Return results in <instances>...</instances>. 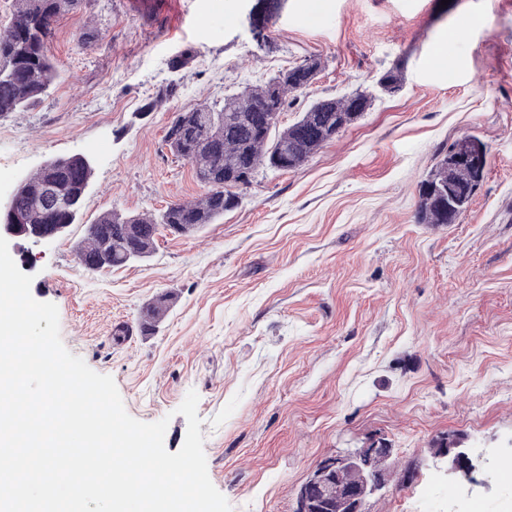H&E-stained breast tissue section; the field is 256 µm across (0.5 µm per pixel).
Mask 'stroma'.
<instances>
[{"label":"stroma","mask_w":512,"mask_h":512,"mask_svg":"<svg viewBox=\"0 0 512 512\" xmlns=\"http://www.w3.org/2000/svg\"><path fill=\"white\" fill-rule=\"evenodd\" d=\"M99 34L90 48L81 32ZM458 31L456 41L448 34ZM58 74L0 119V200L47 160L81 155L93 177L68 233L10 242L32 253L31 294L56 304L61 339L113 377L129 415L168 419L183 445L188 391L208 475L232 512H294L325 455L382 438L388 487L368 512H504L512 488V0H282L263 39L244 0H83L49 44ZM318 56L281 115L358 91L367 112L301 166L261 171L223 218L161 230L144 261L98 272L76 257L101 214L156 212L204 195L164 135L175 112L223 102ZM399 67L403 88L380 91ZM465 135L489 166L454 224H421L418 189ZM175 298L155 331L142 308ZM449 438L488 449L477 485L432 464Z\"/></svg>","instance_id":"1"}]
</instances>
